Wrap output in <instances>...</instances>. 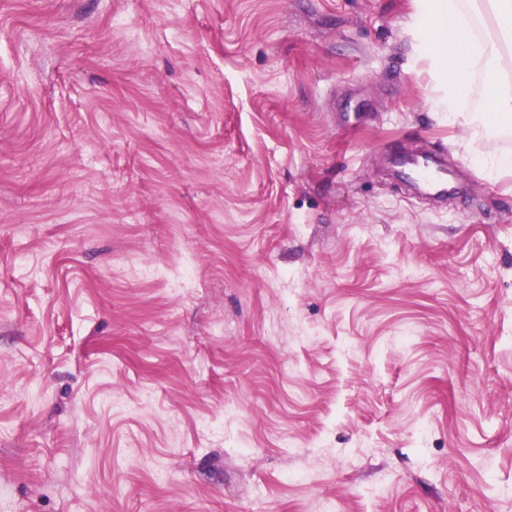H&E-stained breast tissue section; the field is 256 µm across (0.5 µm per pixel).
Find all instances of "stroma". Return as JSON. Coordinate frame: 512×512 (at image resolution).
Here are the masks:
<instances>
[{"instance_id":"stroma-1","label":"stroma","mask_w":512,"mask_h":512,"mask_svg":"<svg viewBox=\"0 0 512 512\" xmlns=\"http://www.w3.org/2000/svg\"><path fill=\"white\" fill-rule=\"evenodd\" d=\"M416 12L0 0V512H512V135ZM480 162L489 176L497 178L501 174L511 171L512 155L511 152L492 149L481 156ZM404 164L409 166L417 179L438 194L455 195L461 192L458 182L446 172L436 171L428 159L415 157Z\"/></svg>"}]
</instances>
